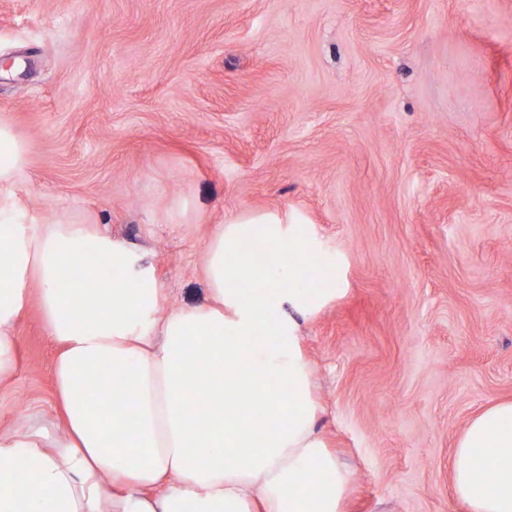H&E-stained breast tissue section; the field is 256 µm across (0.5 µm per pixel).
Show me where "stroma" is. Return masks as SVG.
<instances>
[{"instance_id":"35a3bbf8","label":"stroma","mask_w":512,"mask_h":512,"mask_svg":"<svg viewBox=\"0 0 512 512\" xmlns=\"http://www.w3.org/2000/svg\"><path fill=\"white\" fill-rule=\"evenodd\" d=\"M0 58L16 207L123 239L164 310L206 301L229 212L305 217L340 270L303 347L347 512H464L455 440L512 400V0H0ZM16 336L0 432L59 435L37 302Z\"/></svg>"}]
</instances>
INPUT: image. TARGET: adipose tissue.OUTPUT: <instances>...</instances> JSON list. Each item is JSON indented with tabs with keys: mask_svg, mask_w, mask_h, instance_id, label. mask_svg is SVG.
I'll return each instance as SVG.
<instances>
[{
	"mask_svg": "<svg viewBox=\"0 0 512 512\" xmlns=\"http://www.w3.org/2000/svg\"><path fill=\"white\" fill-rule=\"evenodd\" d=\"M25 156L0 124V383L13 372L15 328L37 282L41 318L60 348L54 384L65 435L0 433V512H106V501L107 512H344L353 473L316 428L302 348V327L335 296L336 278L318 262L304 218L225 217L202 265L206 302L166 312L153 267L125 241L15 208ZM91 240L99 261L61 286V269L81 262ZM98 374L112 380L106 417L86 405ZM190 384L207 387V413L189 415ZM257 398L277 401V411L248 413ZM451 479L467 512H512V401L469 420Z\"/></svg>",
	"mask_w": 512,
	"mask_h": 512,
	"instance_id": "adipose-tissue-1",
	"label": "adipose tissue"
}]
</instances>
